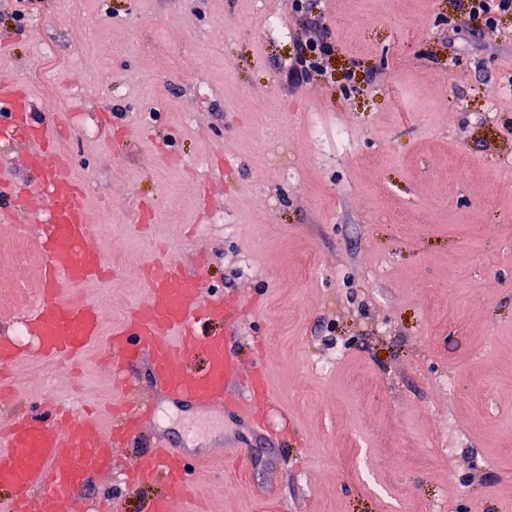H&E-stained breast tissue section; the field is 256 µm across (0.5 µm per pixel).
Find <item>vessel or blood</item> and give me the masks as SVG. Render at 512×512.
I'll use <instances>...</instances> for the list:
<instances>
[{"label": "vessel or blood", "instance_id": "vessel-or-blood-1", "mask_svg": "<svg viewBox=\"0 0 512 512\" xmlns=\"http://www.w3.org/2000/svg\"><path fill=\"white\" fill-rule=\"evenodd\" d=\"M20 132L28 142L29 162L39 168L41 179L39 190L30 197L31 223L23 228L43 257L46 286L23 316L40 360L72 362L101 341L116 367L125 369L146 358L154 386L176 405L220 407L229 395L236 411L249 417L258 392H265L266 402H273L261 374L241 392H233L237 367L228 337L198 330L202 320H223L224 302L205 299L199 277L170 254L148 263L143 299L113 328L109 339H102L101 307L63 293L67 286H87L109 268L107 256L92 245L98 227L88 220L83 187L69 174V156H58L51 165L44 162L54 148L48 116L36 113L23 85L1 82L0 149L12 147ZM198 351L207 361L201 374L186 366L187 358ZM113 411L118 419L108 431L99 429L89 413L77 417L72 410L53 405L24 412L1 425L0 486L15 493L9 512H78V493L88 479L110 467L115 449L138 435L142 411L131 397H124ZM153 448L131 478L140 484L164 481L170 493L155 500L153 512H173L172 496L193 492L190 467L203 465L206 457L164 433L155 435Z\"/></svg>", "mask_w": 512, "mask_h": 512}]
</instances>
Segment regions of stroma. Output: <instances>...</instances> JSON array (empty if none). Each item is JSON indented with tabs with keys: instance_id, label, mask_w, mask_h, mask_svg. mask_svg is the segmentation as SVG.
<instances>
[{
	"instance_id": "35a3bbf8",
	"label": "stroma",
	"mask_w": 512,
	"mask_h": 512,
	"mask_svg": "<svg viewBox=\"0 0 512 512\" xmlns=\"http://www.w3.org/2000/svg\"><path fill=\"white\" fill-rule=\"evenodd\" d=\"M84 27L86 48L71 40ZM316 42L329 61L288 85ZM0 79L58 116L87 184L112 275L81 295L105 327L166 248L223 297L240 370H262L278 403L270 447L232 408H173L138 362L151 413L82 490L90 512H151L165 486L118 471L161 431L209 454L174 512H512V17L489 29L453 0H0ZM0 211L14 336L41 261L33 245L12 258L29 216ZM102 355L16 364L0 422L46 401L110 406ZM331 52L332 46L327 42L300 45L288 62L286 77L292 82H300L311 73L321 70L329 60Z\"/></svg>"
}]
</instances>
